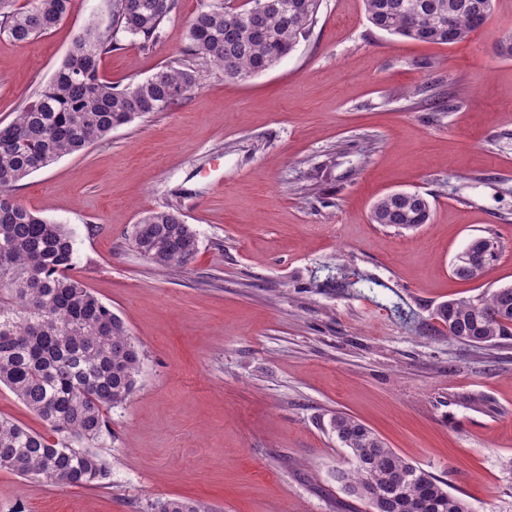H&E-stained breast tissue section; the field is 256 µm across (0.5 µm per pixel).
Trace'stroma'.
I'll list each match as a JSON object with an SVG mask.
<instances>
[{
  "label": "stroma",
  "instance_id": "1",
  "mask_svg": "<svg viewBox=\"0 0 512 512\" xmlns=\"http://www.w3.org/2000/svg\"><path fill=\"white\" fill-rule=\"evenodd\" d=\"M201 0H179L159 41L118 36L100 72L126 85L178 65ZM110 0H73L51 33L0 34V125L34 101L75 34L109 26ZM512 0L453 45L372 27L362 0H322L273 69L201 71L172 111L113 128L16 184L72 231L74 270L141 353L133 395L105 413L109 476L88 487L0 471V512H366L336 479L344 412L447 484L473 512H512V340L448 338L442 302L512 285ZM427 195L432 223L374 224L391 191ZM177 209L198 236L187 267L129 239L143 212ZM477 236L497 262L452 274Z\"/></svg>",
  "mask_w": 512,
  "mask_h": 512
}]
</instances>
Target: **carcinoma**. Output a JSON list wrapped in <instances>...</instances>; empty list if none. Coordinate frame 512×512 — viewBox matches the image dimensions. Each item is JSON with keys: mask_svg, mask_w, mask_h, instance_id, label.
Returning a JSON list of instances; mask_svg holds the SVG:
<instances>
[{"mask_svg": "<svg viewBox=\"0 0 512 512\" xmlns=\"http://www.w3.org/2000/svg\"><path fill=\"white\" fill-rule=\"evenodd\" d=\"M239 7L207 5L188 22L187 55L224 77L247 80L274 68L314 24L322 0H267L251 16ZM371 25L411 41L452 45L467 40L491 16L493 0H363ZM72 0H0V33L28 43L53 30ZM178 0H112L111 25L86 27L52 81L0 127V384L39 417L50 434L0 417V470L68 486L106 477L100 451L106 408L126 402L140 375V350L123 322L73 274L75 241L64 225L40 217L11 193L28 175L105 138L113 128L152 112H169L199 88L192 64L165 65L118 87L100 61L121 33L146 49L161 36ZM419 192L378 198L370 220L399 230L432 221ZM137 252L158 266L185 267L198 250L196 231L167 208L143 216L131 231ZM472 261L452 265L462 281L478 279L500 257L498 242L475 237ZM448 337L474 344L512 338V285L476 299H451L436 311ZM329 427L350 466L339 472L367 512H472L430 472L412 465L369 427L341 412ZM157 512H208L201 502L171 498Z\"/></svg>", "mask_w": 512, "mask_h": 512, "instance_id": "cac0c4a2", "label": "carcinoma"}]
</instances>
